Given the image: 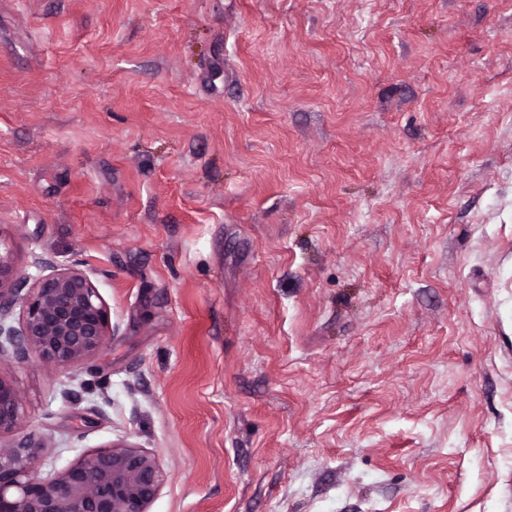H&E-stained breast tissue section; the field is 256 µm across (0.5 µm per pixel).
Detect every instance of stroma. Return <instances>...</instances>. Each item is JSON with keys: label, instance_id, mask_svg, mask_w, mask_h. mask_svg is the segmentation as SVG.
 Masks as SVG:
<instances>
[{"label": "stroma", "instance_id": "1", "mask_svg": "<svg viewBox=\"0 0 512 512\" xmlns=\"http://www.w3.org/2000/svg\"><path fill=\"white\" fill-rule=\"evenodd\" d=\"M0 236L112 334L11 366L149 512H512V0H0Z\"/></svg>", "mask_w": 512, "mask_h": 512}]
</instances>
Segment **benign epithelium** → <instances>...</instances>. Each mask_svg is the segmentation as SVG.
<instances>
[{
  "label": "benign epithelium",
  "mask_w": 512,
  "mask_h": 512,
  "mask_svg": "<svg viewBox=\"0 0 512 512\" xmlns=\"http://www.w3.org/2000/svg\"><path fill=\"white\" fill-rule=\"evenodd\" d=\"M34 265L39 275H22L12 248L0 239V353L8 344L21 361L34 357L55 369L81 365L112 336L107 306L77 266L44 257ZM16 305L15 327L7 318ZM20 408V393L0 367V512H148L163 484L153 453L116 443L44 477L46 440L1 441L21 428Z\"/></svg>",
  "instance_id": "7a95c632"
}]
</instances>
